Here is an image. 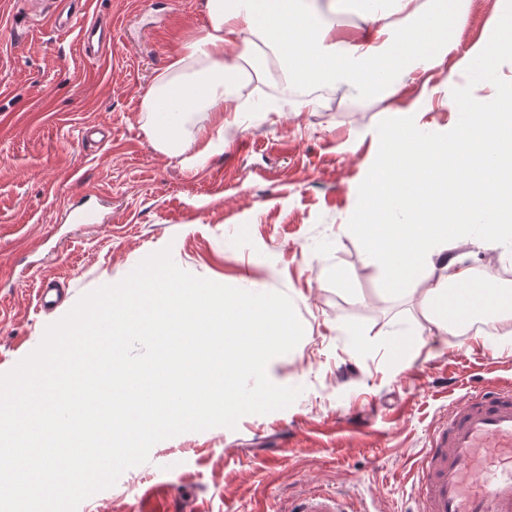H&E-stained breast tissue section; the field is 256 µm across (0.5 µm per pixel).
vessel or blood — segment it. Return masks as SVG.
<instances>
[{"label":"vessel or blood","mask_w":512,"mask_h":512,"mask_svg":"<svg viewBox=\"0 0 512 512\" xmlns=\"http://www.w3.org/2000/svg\"><path fill=\"white\" fill-rule=\"evenodd\" d=\"M101 22L80 29L82 51L105 48ZM298 512H347L339 495L307 493ZM416 512H512V386L493 387L450 408L419 461Z\"/></svg>","instance_id":"b4317fda"}]
</instances>
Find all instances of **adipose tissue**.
<instances>
[{"instance_id":"ef3b65f1","label":"adipose tissue","mask_w":512,"mask_h":512,"mask_svg":"<svg viewBox=\"0 0 512 512\" xmlns=\"http://www.w3.org/2000/svg\"><path fill=\"white\" fill-rule=\"evenodd\" d=\"M347 0H205L209 24L184 45L142 100L147 130L170 157L207 158L211 129H223L241 112L238 90L246 72L268 76L264 45H276L291 81L313 78L352 92L385 93L414 72L442 62L464 22L463 8L448 0H377L372 29L363 38L336 36L335 14ZM490 35L449 69L476 84L490 81L512 54V0H498ZM449 135L430 138L420 113L379 130L382 161L362 190L352 227L381 272V290L400 295L424 271L438 267L449 278L425 292L421 309L439 331L491 315L512 318V289L487 283L456 254L459 242L512 253V93L453 109ZM193 120L195 129L183 128Z\"/></svg>"}]
</instances>
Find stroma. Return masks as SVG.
<instances>
[{
	"instance_id": "stroma-1",
	"label": "stroma",
	"mask_w": 512,
	"mask_h": 512,
	"mask_svg": "<svg viewBox=\"0 0 512 512\" xmlns=\"http://www.w3.org/2000/svg\"><path fill=\"white\" fill-rule=\"evenodd\" d=\"M203 2L84 0L59 32L33 23L27 0H0V373L82 295L170 248L193 275L289 296L304 335L270 364L276 385L301 393L235 428L156 443L77 512H290L312 490L349 493L353 512H414L417 463L449 406L512 384V318L440 335L420 301L445 270L385 295L350 224L380 127L419 112L441 136L448 101L462 108L511 90L512 63L483 87L448 82L442 65L390 96L327 87L311 110L250 108L190 169L153 146L142 100L207 26ZM495 9L496 0H469L449 62L487 35ZM93 14L112 22L113 51L101 61L80 51ZM75 205L97 222L70 223ZM47 278L66 289L49 312L37 306ZM409 333L417 349L395 360L393 342Z\"/></svg>"
}]
</instances>
